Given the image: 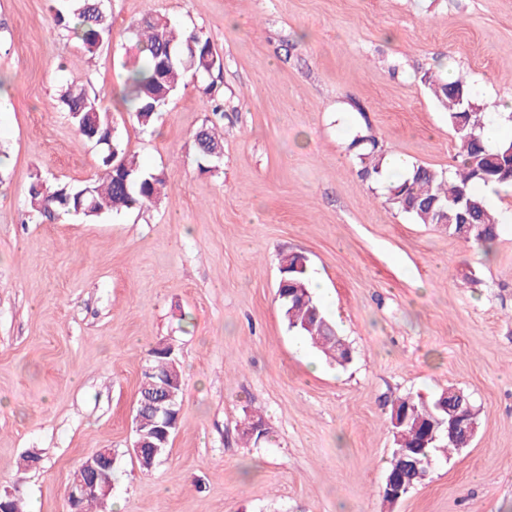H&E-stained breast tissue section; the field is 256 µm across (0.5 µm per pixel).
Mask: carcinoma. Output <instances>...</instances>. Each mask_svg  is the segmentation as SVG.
Here are the masks:
<instances>
[{"mask_svg":"<svg viewBox=\"0 0 512 512\" xmlns=\"http://www.w3.org/2000/svg\"><path fill=\"white\" fill-rule=\"evenodd\" d=\"M55 2L57 5L52 7L55 26L79 42L85 52L95 54L112 32L103 0ZM221 67V59L209 39L194 30L180 29L162 17L148 15L136 24L135 53L123 63V99L129 103L137 124L147 130L152 127L158 112L178 92L186 74L206 77ZM424 83L448 113V123L460 143V162L452 176L443 169L405 164L406 173L387 185L388 201L416 223L438 225L486 253L496 238L497 221L484 199L475 192V185L512 183V142L494 148L486 144V120L476 111L466 84L459 80L447 82L432 74L425 75ZM61 101L79 137L98 147L100 174L80 186L55 188L41 175H35L28 188L33 218L41 222L69 216L94 219L106 212L140 209L161 201L165 195V179L143 171L135 158L128 156L114 139L109 109L74 79L63 86ZM194 142L204 144L197 148V152L205 161L215 159L210 151L223 148L222 138L209 125L196 132ZM349 148L355 150L361 177L381 179L384 153L374 136L356 133ZM114 151L118 153L123 173L129 176L126 184L121 178L123 173L112 171ZM462 192L473 202L469 214L473 227L469 229L463 228L455 206ZM278 283L281 287L277 288V294L288 329L334 359L343 356L336 343V333L331 329L332 323L312 296L308 272L291 267L289 272L280 275ZM151 364L159 375L181 377L177 362L155 348L151 350ZM457 393V389L448 388L428 398L407 395L391 404L389 414H394L396 409H408L412 413V423L401 428L388 469L400 466V449L418 447L420 432L430 421L444 417V413L437 409V403L450 401ZM154 428L153 411L143 410L138 432L156 444L154 448L145 449L143 459L138 461L144 471L150 470L169 448V444L153 436Z\"/></svg>","mask_w":512,"mask_h":512,"instance_id":"obj_1","label":"carcinoma"}]
</instances>
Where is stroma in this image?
Here are the masks:
<instances>
[{
    "label": "stroma",
    "instance_id": "stroma-1",
    "mask_svg": "<svg viewBox=\"0 0 512 512\" xmlns=\"http://www.w3.org/2000/svg\"><path fill=\"white\" fill-rule=\"evenodd\" d=\"M51 5L0 0V493L68 512L73 469L108 448L112 512H512V223L476 254L393 208L348 148L359 128L453 170L459 142L421 77L455 71L484 114L512 97V0H108L112 35L92 56ZM146 14L213 44L222 117L189 75L138 126L120 62ZM72 79L165 178L160 203L33 219L34 175L78 186L99 172L59 100ZM211 123L224 155L204 164L193 135ZM290 252L322 278L347 365L289 331L276 289ZM163 343L181 409L145 472L133 410ZM450 385L480 410L474 438L388 505L392 402ZM256 414L272 441L243 439Z\"/></svg>",
    "mask_w": 512,
    "mask_h": 512
}]
</instances>
